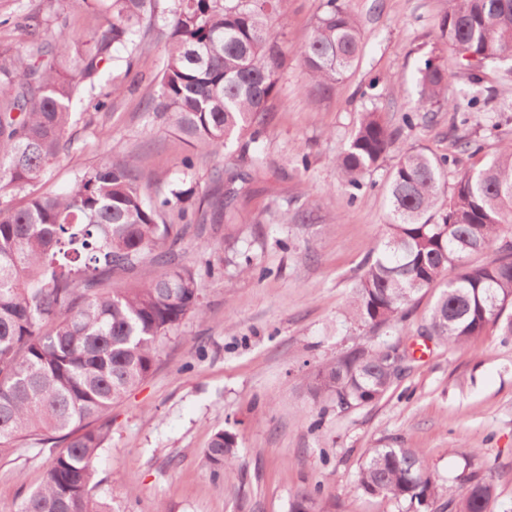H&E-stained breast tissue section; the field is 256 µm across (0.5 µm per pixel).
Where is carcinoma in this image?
Listing matches in <instances>:
<instances>
[{"mask_svg":"<svg viewBox=\"0 0 512 512\" xmlns=\"http://www.w3.org/2000/svg\"><path fill=\"white\" fill-rule=\"evenodd\" d=\"M48 14L23 13V47L0 43V456L28 447L52 449L44 483L20 512H112V488L99 495L95 463L111 435L112 404L150 375L161 345L189 317L200 316L206 259L183 262L184 228L234 217L264 149L263 138L286 60L269 32L286 0H108L102 22L68 29L70 0H48ZM171 15L167 63L149 113L194 148L217 155L233 147L242 167L217 173L208 208L190 210L193 187L146 191L137 163L113 157L79 174L62 193L9 194L40 182L56 160L80 87L126 52L132 67L140 32ZM442 45L475 84L485 70L512 62V0H448ZM361 31L342 0H325L301 50L312 90L330 91L360 51ZM451 75L441 57L419 71V98L406 126L448 97ZM397 134L365 112L338 160L346 186L390 153ZM455 159L423 148L405 150L388 177L390 220L357 278L352 316L375 331L395 328L419 294L440 289L423 332L463 347L506 318L512 335V243L476 263L512 224V145L459 177L448 200L441 185ZM146 267L158 274L132 280ZM389 346L359 341L306 376L307 389L345 412L380 401L397 376ZM213 474L238 460L236 435L221 429L205 449ZM364 494L428 512L438 490L415 448H371L359 465ZM492 471L464 477L448 512H488ZM306 488L289 512H334Z\"/></svg>","mask_w":512,"mask_h":512,"instance_id":"cac0c4a2","label":"carcinoma"}]
</instances>
